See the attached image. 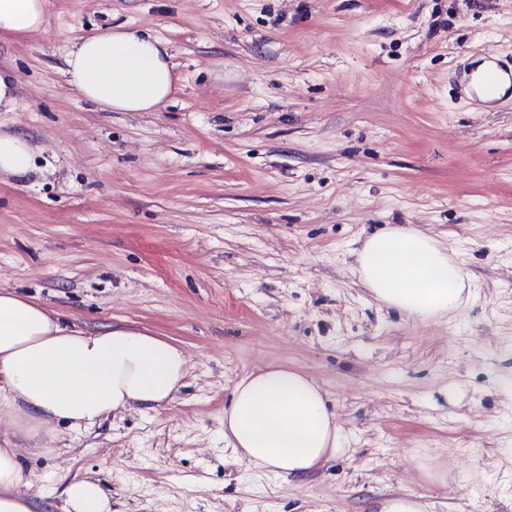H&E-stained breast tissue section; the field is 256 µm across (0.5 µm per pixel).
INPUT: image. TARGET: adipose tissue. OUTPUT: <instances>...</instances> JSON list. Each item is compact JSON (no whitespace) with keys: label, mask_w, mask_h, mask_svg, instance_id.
<instances>
[{"label":"adipose tissue","mask_w":512,"mask_h":512,"mask_svg":"<svg viewBox=\"0 0 512 512\" xmlns=\"http://www.w3.org/2000/svg\"><path fill=\"white\" fill-rule=\"evenodd\" d=\"M46 0H0V36H24L45 23ZM70 84L114 112H154L176 90L166 42L120 28L76 40ZM34 149L0 135V174L22 175ZM364 285L389 307L425 321L460 310L469 286L462 262L423 231L399 224L366 237L357 253ZM188 359L177 344L132 327L92 334L62 325L24 294L0 290V407L16 409V429L35 438L52 421L89 428L135 405H159L184 386ZM233 457L288 479L304 478L339 453V429L321 388L306 375L270 366L244 375L224 412ZM18 452L0 448V512H33L21 492ZM63 512H112L98 483L77 478Z\"/></svg>","instance_id":"adipose-tissue-1"}]
</instances>
